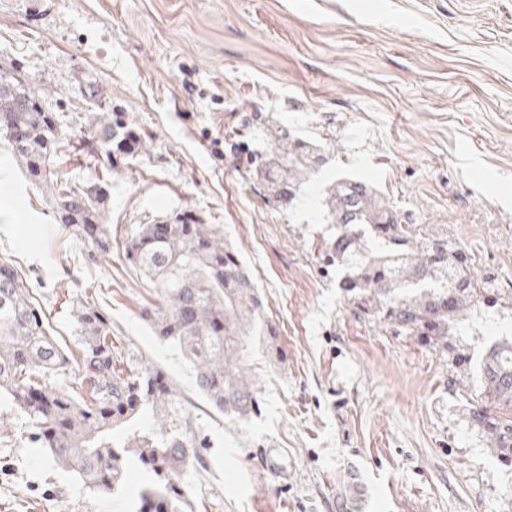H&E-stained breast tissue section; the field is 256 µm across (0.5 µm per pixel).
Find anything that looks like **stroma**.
Masks as SVG:
<instances>
[{"instance_id":"1","label":"stroma","mask_w":512,"mask_h":512,"mask_svg":"<svg viewBox=\"0 0 512 512\" xmlns=\"http://www.w3.org/2000/svg\"><path fill=\"white\" fill-rule=\"evenodd\" d=\"M61 113L59 176L106 183L112 252L89 257L56 224L0 141V262L21 273L51 332L76 351L73 300L92 296L124 356L161 368L205 468L187 469L182 512H512V467L466 418L438 351L375 330L324 260L336 232L318 195L343 172L371 183L402 223L457 239L475 278L512 289V0H0V66ZM95 81L98 100L85 92ZM120 113L143 141L98 160V123ZM330 146L296 207L268 204L247 172L258 118ZM218 225L263 295L283 350L250 363L261 411L231 422L196 390L179 349L142 317L154 294L123 256L136 224ZM512 336V306L485 305L458 338L481 358ZM0 397V512H134L149 477L127 465L96 494L29 447ZM367 485L364 493L354 482Z\"/></svg>"}]
</instances>
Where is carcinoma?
Masks as SVG:
<instances>
[{"label": "carcinoma", "instance_id": "carcinoma-1", "mask_svg": "<svg viewBox=\"0 0 512 512\" xmlns=\"http://www.w3.org/2000/svg\"><path fill=\"white\" fill-rule=\"evenodd\" d=\"M41 94L13 69L0 68V137L25 172L55 186L54 219L73 228L94 254L112 251L104 223L102 187L75 185L53 171L66 140L57 112L38 104ZM128 128L119 118L100 123L99 152L112 160ZM261 135L273 143L252 169L271 199L290 204L302 184L328 163L324 145L280 127ZM325 221L336 225L328 260L347 272L345 286L359 316L393 336H408L459 360L453 338L459 325L494 290L473 276L456 239L421 224H402L390 201L367 181L340 175L322 193ZM138 224L125 257L150 277L155 302L142 315L154 336L178 345L191 362L197 391L229 421L257 413L259 389L247 337H262L270 358L278 331L266 317L258 286L213 224L181 217ZM78 331L73 361L48 330L29 285L0 262V396L29 423L27 440L73 471L83 485L108 494L121 484L126 455L152 475L137 512H180L181 471L203 464L206 438L191 429L176 388L158 368H120L121 337L112 320L82 297L72 303ZM478 386H461L468 419L498 460L512 464V341L495 343L477 368ZM159 429L143 430L147 411Z\"/></svg>", "mask_w": 512, "mask_h": 512}]
</instances>
